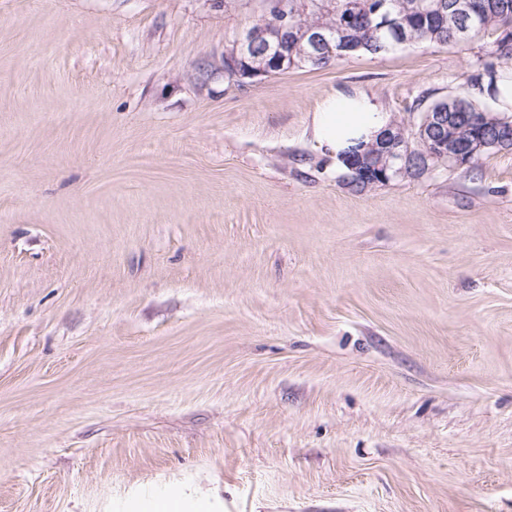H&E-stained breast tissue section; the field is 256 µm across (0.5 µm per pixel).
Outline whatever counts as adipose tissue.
<instances>
[{"label":"adipose tissue","mask_w":512,"mask_h":512,"mask_svg":"<svg viewBox=\"0 0 512 512\" xmlns=\"http://www.w3.org/2000/svg\"><path fill=\"white\" fill-rule=\"evenodd\" d=\"M313 133L334 164H344L352 152L363 150L390 124L377 101L360 92L324 97L312 114Z\"/></svg>","instance_id":"obj_1"}]
</instances>
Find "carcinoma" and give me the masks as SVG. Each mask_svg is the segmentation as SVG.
Instances as JSON below:
<instances>
[{
    "instance_id": "carcinoma-1",
    "label": "carcinoma",
    "mask_w": 512,
    "mask_h": 512,
    "mask_svg": "<svg viewBox=\"0 0 512 512\" xmlns=\"http://www.w3.org/2000/svg\"><path fill=\"white\" fill-rule=\"evenodd\" d=\"M457 0H268L270 22L280 13L288 14V21L298 28L327 27L336 29L335 41L320 52L315 67L322 68L342 59L338 45L342 32L359 50L354 55H378L398 47L382 26L385 15L401 23L407 31V44L430 46H461L491 38L483 57L478 59L474 74L467 80V88L451 98L453 103L449 127L459 144L465 148L484 142L461 165L474 163L481 155L512 148V116L501 115L497 99L486 101L474 96L473 89L493 85L500 74L512 65V0H467L471 12L479 16L478 24L470 26L463 36L457 31L469 26L465 16H452L450 6ZM405 149L413 160H418L425 142L418 132H404ZM379 158L366 155L358 162V170L350 172V184L363 191L371 186V178L361 174L376 164Z\"/></svg>"
}]
</instances>
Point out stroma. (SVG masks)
Wrapping results in <instances>:
<instances>
[{
    "mask_svg": "<svg viewBox=\"0 0 512 512\" xmlns=\"http://www.w3.org/2000/svg\"><path fill=\"white\" fill-rule=\"evenodd\" d=\"M266 0H0V512H512V151L358 192L467 49L256 78ZM311 122L316 140L335 166L345 164L352 152L362 151L384 130L376 144L389 150L393 163L387 164L379 177L389 181L405 175L406 154L400 149L402 143L393 138L391 127L387 128L390 116L367 94H330L319 102Z\"/></svg>",
    "mask_w": 512,
    "mask_h": 512,
    "instance_id": "obj_1",
    "label": "stroma"
}]
</instances>
